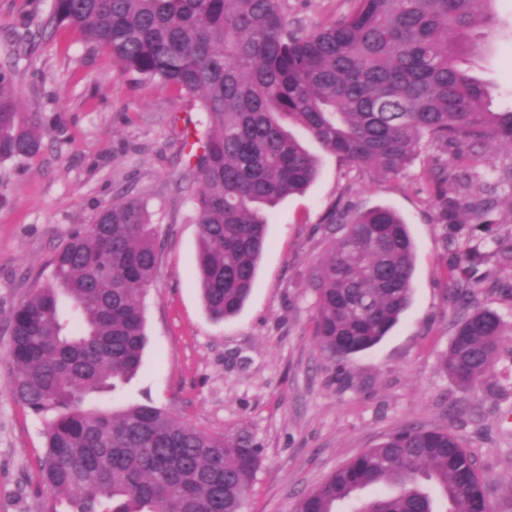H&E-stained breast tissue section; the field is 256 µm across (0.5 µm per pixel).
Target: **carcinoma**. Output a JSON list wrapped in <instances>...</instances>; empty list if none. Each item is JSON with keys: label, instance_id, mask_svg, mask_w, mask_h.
<instances>
[{"label": "carcinoma", "instance_id": "cac0c4a2", "mask_svg": "<svg viewBox=\"0 0 512 512\" xmlns=\"http://www.w3.org/2000/svg\"><path fill=\"white\" fill-rule=\"evenodd\" d=\"M494 0H352L312 32L283 0H52L43 29L66 24L123 69L191 97L203 133L186 132L199 185L197 283L207 314L237 315L266 246L270 210L303 192L318 159L292 130L384 175L401 173L427 137L454 149L448 167L512 150V109L493 111L461 64L471 34L489 29ZM43 124L20 110L14 71L0 69V161L42 147ZM498 200L441 192V220L490 224ZM330 246L311 267L314 336L338 369L380 342L408 308L415 248L404 221L377 207L335 213ZM152 215L123 195L71 231L13 313L8 385L45 431L39 475L48 512H243L261 446L244 427L210 432L153 405L86 407L137 373L147 344L143 299L157 263ZM512 268V242L490 236L456 255L457 312L442 365L462 389L484 385L504 341L501 315L474 304L471 266L487 254ZM512 483L484 478L449 428L406 426L338 468L296 512H493Z\"/></svg>", "mask_w": 512, "mask_h": 512}]
</instances>
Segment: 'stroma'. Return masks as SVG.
<instances>
[{
	"mask_svg": "<svg viewBox=\"0 0 512 512\" xmlns=\"http://www.w3.org/2000/svg\"><path fill=\"white\" fill-rule=\"evenodd\" d=\"M51 0H0V67L13 69L23 111L39 114L41 151L0 163V512H45L37 461L47 416L32 413L7 385L10 321L72 230L126 193L144 201L158 228L159 261L145 297L148 344L137 375L110 405L166 408L194 426L221 431L246 425L262 445L261 465L244 512H294L300 497L360 453L406 425L450 428L493 483L512 482V347L476 390L458 387L441 365L455 309L454 255L469 228L442 224L440 190L467 197L494 190L497 236L512 237V151L489 145L492 164L434 175L449 154L423 139L406 170L385 176L324 153L316 181L271 212L268 246L242 311L221 322L205 311L194 283L198 227L190 220L197 185L183 152L185 130L206 117L176 88L138 80L108 52L68 26L43 23ZM289 21L327 28L350 0H284ZM498 25L476 32L466 53L488 83L490 106L512 108V0H496ZM395 210L416 247L413 295L379 344L354 355L344 375L322 356L313 336L309 273L328 249L336 209ZM476 300L512 325V271L486 258L476 273ZM457 402L460 413L449 415Z\"/></svg>",
	"mask_w": 512,
	"mask_h": 512,
	"instance_id": "obj_1",
	"label": "stroma"
}]
</instances>
